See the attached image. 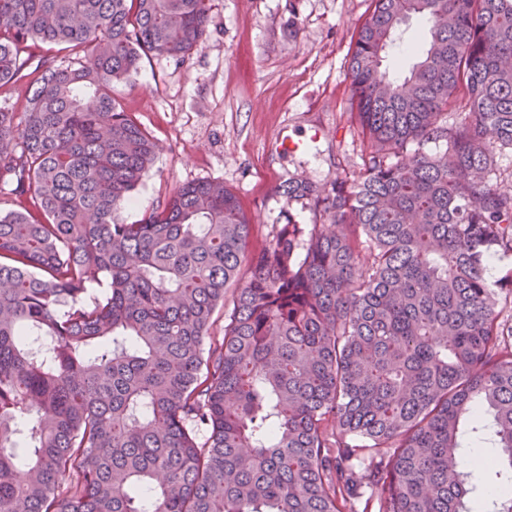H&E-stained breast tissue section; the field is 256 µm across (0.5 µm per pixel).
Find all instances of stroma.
Segmentation results:
<instances>
[{
	"label": "stroma",
	"instance_id": "obj_1",
	"mask_svg": "<svg viewBox=\"0 0 512 512\" xmlns=\"http://www.w3.org/2000/svg\"><path fill=\"white\" fill-rule=\"evenodd\" d=\"M372 0H212L206 37L178 63L143 58L114 93L158 142L152 171L122 216L132 223L179 187L220 181L254 225L253 246L294 215L320 217L279 193L289 177L322 188L356 178L367 151L348 78L353 36ZM305 151H277L281 131Z\"/></svg>",
	"mask_w": 512,
	"mask_h": 512
}]
</instances>
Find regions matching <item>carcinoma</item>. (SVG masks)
Instances as JSON below:
<instances>
[{
  "instance_id": "carcinoma-1",
  "label": "carcinoma",
  "mask_w": 512,
  "mask_h": 512,
  "mask_svg": "<svg viewBox=\"0 0 512 512\" xmlns=\"http://www.w3.org/2000/svg\"><path fill=\"white\" fill-rule=\"evenodd\" d=\"M209 2L0 0V85L27 79L0 188L33 192L0 212V512H512V289L486 277L512 252V0H372L359 174L285 180L328 223L290 214L257 251L219 182L121 218L157 144L112 88L188 59ZM413 14L423 50L391 83ZM30 40L76 62L24 74ZM460 103L471 120L442 123ZM428 141L446 151L407 153ZM403 47L404 45L392 47L384 58L382 70H385L393 80L403 78L418 61V46L410 52H405Z\"/></svg>"
}]
</instances>
